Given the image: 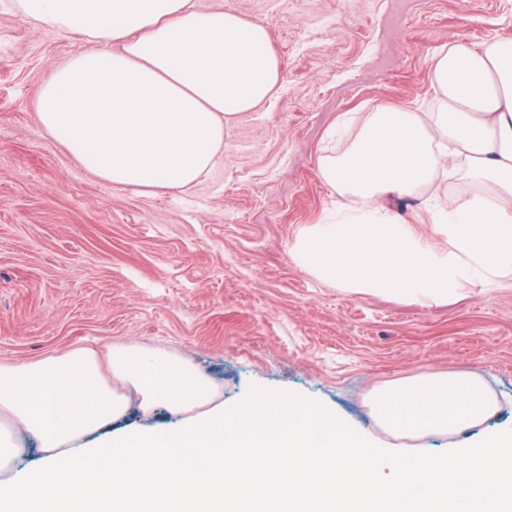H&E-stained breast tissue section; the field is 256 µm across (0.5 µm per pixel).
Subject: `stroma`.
Returning a JSON list of instances; mask_svg holds the SVG:
<instances>
[{"label": "stroma", "instance_id": "35a3bbf8", "mask_svg": "<svg viewBox=\"0 0 512 512\" xmlns=\"http://www.w3.org/2000/svg\"><path fill=\"white\" fill-rule=\"evenodd\" d=\"M262 23L280 81L224 127L183 192L117 188L45 136L36 111L78 38L0 0V364L82 346L163 348L218 401L252 387L314 400L373 443L439 454L512 429V284L420 304L325 284L290 249L333 207L318 161L346 112L437 111L430 68L457 37L512 40V0H224ZM480 375L498 409L459 434L403 436L371 396L405 378Z\"/></svg>", "mask_w": 512, "mask_h": 512}]
</instances>
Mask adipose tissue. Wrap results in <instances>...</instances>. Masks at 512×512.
Returning <instances> with one entry per match:
<instances>
[{
	"label": "adipose tissue",
	"mask_w": 512,
	"mask_h": 512,
	"mask_svg": "<svg viewBox=\"0 0 512 512\" xmlns=\"http://www.w3.org/2000/svg\"><path fill=\"white\" fill-rule=\"evenodd\" d=\"M33 26L77 35L87 50L52 74L37 100L45 135L96 177L120 186L183 191L211 168L224 124L257 107L280 79L266 28L192 0H17ZM436 112L379 107L338 153L324 181L344 203L303 231L292 258L349 292L413 302L512 281V41L475 49L465 38L435 60ZM474 190L430 212L447 240L421 238L403 200L438 175ZM374 410L400 434L455 435L491 414L480 377L423 375L375 394Z\"/></svg>",
	"instance_id": "1"
}]
</instances>
